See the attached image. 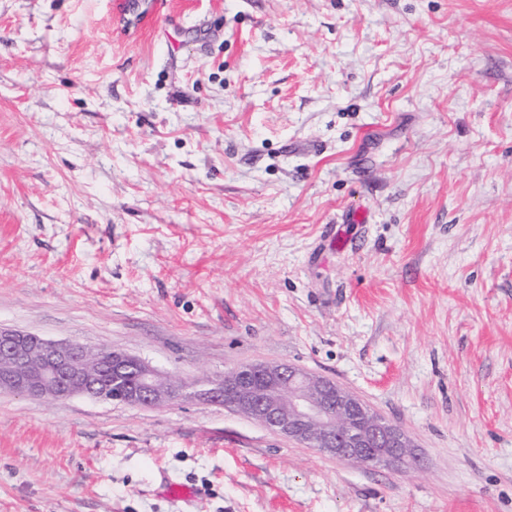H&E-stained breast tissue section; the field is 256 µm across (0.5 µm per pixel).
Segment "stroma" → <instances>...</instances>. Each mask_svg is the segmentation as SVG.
Instances as JSON below:
<instances>
[{
	"instance_id": "stroma-1",
	"label": "stroma",
	"mask_w": 512,
	"mask_h": 512,
	"mask_svg": "<svg viewBox=\"0 0 512 512\" xmlns=\"http://www.w3.org/2000/svg\"><path fill=\"white\" fill-rule=\"evenodd\" d=\"M125 6L0 0V326L301 367L424 468L2 392L0 512H512V0Z\"/></svg>"
}]
</instances>
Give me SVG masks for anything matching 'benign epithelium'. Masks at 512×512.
I'll return each mask as SVG.
<instances>
[{
    "label": "benign epithelium",
    "mask_w": 512,
    "mask_h": 512,
    "mask_svg": "<svg viewBox=\"0 0 512 512\" xmlns=\"http://www.w3.org/2000/svg\"><path fill=\"white\" fill-rule=\"evenodd\" d=\"M33 400L87 397L129 407L218 404L284 438L349 464L423 466L413 438L331 379L281 363H249L186 382L110 347L0 328V392Z\"/></svg>",
    "instance_id": "7a95c632"
}]
</instances>
